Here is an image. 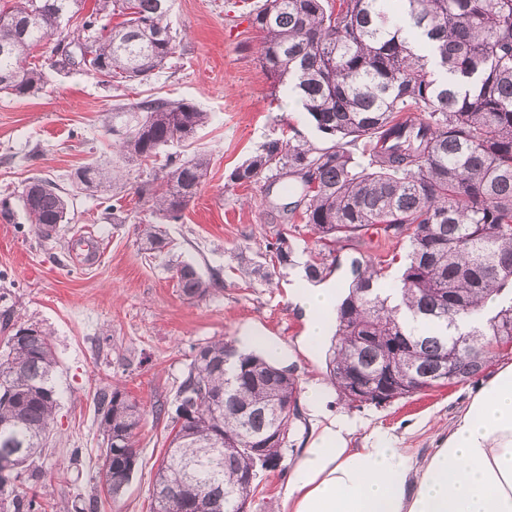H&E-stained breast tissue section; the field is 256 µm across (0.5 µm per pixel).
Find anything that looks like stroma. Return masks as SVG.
<instances>
[{"instance_id":"stroma-1","label":"stroma","mask_w":512,"mask_h":512,"mask_svg":"<svg viewBox=\"0 0 512 512\" xmlns=\"http://www.w3.org/2000/svg\"><path fill=\"white\" fill-rule=\"evenodd\" d=\"M258 2L173 0L176 53L147 81L104 85L51 67L49 40L34 52L44 71L41 88L20 99L0 94V310L11 307L15 322L46 329L55 351L60 406L50 449L38 462L52 502L71 505L97 489L103 458L93 396L109 386L137 400L145 416L136 437L138 468L120 498L104 499L101 512H153L166 432L151 409L173 398L198 344L254 330L281 345L280 362L294 368L300 385L328 381L325 348L310 358L299 347L305 313L291 296L307 283L303 268L318 252L315 238L298 235L292 265L272 268L265 244L289 222L290 198L266 178L241 186L228 179L270 140L297 131L315 146L327 143L296 102L273 86L257 56L260 34L251 11ZM146 97L184 99L214 115L193 139L170 147L185 157L207 154L210 170L181 219L163 226L172 242L168 259L192 263L206 278L218 274L219 292L203 301L181 297L166 259L145 258L137 245L135 225L157 221L134 194L149 166L124 165L127 187L116 210L107 208L102 193L73 185L81 166L116 161L108 131L113 105ZM32 176L57 183L73 204L72 223L49 239L35 233L18 198ZM257 267L273 269L271 281L255 276ZM477 384L473 378L360 408L332 388L329 406L356 418L351 447L394 434L420 457ZM300 413L280 470L257 475L250 512H287L288 478L311 434L308 408Z\"/></svg>"}]
</instances>
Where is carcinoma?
<instances>
[{
    "instance_id": "1",
    "label": "carcinoma",
    "mask_w": 512,
    "mask_h": 512,
    "mask_svg": "<svg viewBox=\"0 0 512 512\" xmlns=\"http://www.w3.org/2000/svg\"><path fill=\"white\" fill-rule=\"evenodd\" d=\"M0 0V94L39 89L28 61L56 37L51 65L107 83L141 82L175 52L170 0ZM112 7L120 18L103 23ZM257 46L274 86L297 98L332 144L296 137L265 143L230 174L240 185L270 178L299 193L267 242L278 265L292 264L289 240L305 228L350 259L336 308L327 374L354 407L379 406L482 373L512 340V0H264L252 14ZM213 120L185 100L142 99L112 109V149L147 161L191 139ZM161 178L136 188L162 218L175 220L208 177L209 159L169 155ZM123 178L91 162L73 180L98 191ZM20 201L44 239L68 224V195L30 178ZM407 251L395 286L384 261L361 255L371 227ZM141 250L156 259L168 242L156 224H136ZM179 294L202 301L217 292L193 264L172 267ZM324 260L305 266L320 282ZM0 512H47V494L8 491L22 472L38 482L59 394L49 333L0 317ZM298 378L260 353H239L230 337L193 348L172 402L155 406L171 426L153 488L154 512H177L195 498L206 512H249L253 481L281 466L300 418ZM103 436L101 487L116 500L137 467L141 407L119 388L95 394Z\"/></svg>"
}]
</instances>
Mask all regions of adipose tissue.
<instances>
[{"instance_id":"obj_1","label":"adipose tissue","mask_w":512,"mask_h":512,"mask_svg":"<svg viewBox=\"0 0 512 512\" xmlns=\"http://www.w3.org/2000/svg\"><path fill=\"white\" fill-rule=\"evenodd\" d=\"M335 286L293 290L307 315L306 350L320 347L336 309ZM305 396L314 435L294 463L288 512H512V363L471 390L429 454L413 457L389 435L350 447L355 421L327 406L321 384Z\"/></svg>"}]
</instances>
